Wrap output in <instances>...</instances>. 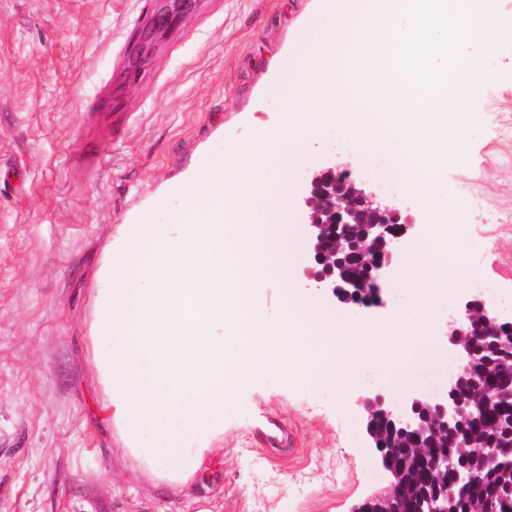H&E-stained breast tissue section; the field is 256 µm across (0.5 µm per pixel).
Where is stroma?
<instances>
[{
	"mask_svg": "<svg viewBox=\"0 0 512 512\" xmlns=\"http://www.w3.org/2000/svg\"><path fill=\"white\" fill-rule=\"evenodd\" d=\"M322 0H195L147 55L138 35L157 0H0V512H350L388 483L360 422L358 389L380 378L392 403L419 391L422 369L449 349L379 351L356 360L344 393L256 375L224 411V457L180 485L132 454L99 415L88 334L104 247L150 213L167 224L173 187L201 159L279 123L269 98L288 53ZM490 79L470 99L466 146L442 175L449 237L467 241L472 272L512 271V231L470 206L512 213V40L461 46ZM328 137L298 145L291 208L309 175L354 151ZM389 280L383 308L343 313L353 325L424 320L407 282Z\"/></svg>",
	"mask_w": 512,
	"mask_h": 512,
	"instance_id": "1",
	"label": "stroma"
}]
</instances>
